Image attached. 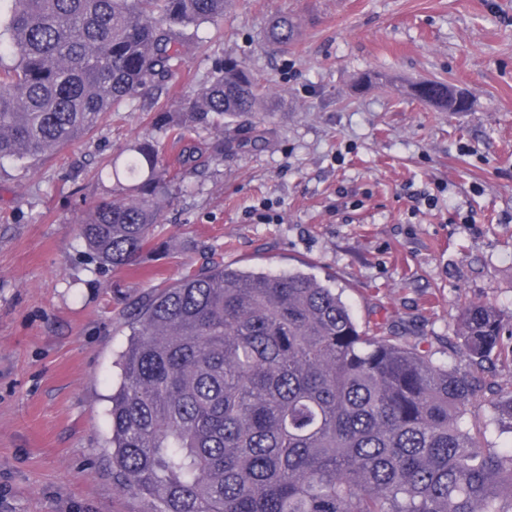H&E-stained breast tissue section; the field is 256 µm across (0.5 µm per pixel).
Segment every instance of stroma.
<instances>
[{"label":"stroma","mask_w":512,"mask_h":512,"mask_svg":"<svg viewBox=\"0 0 512 512\" xmlns=\"http://www.w3.org/2000/svg\"><path fill=\"white\" fill-rule=\"evenodd\" d=\"M280 14L296 23L285 50L266 38ZM186 54L96 132L31 167L0 163V512H142L106 453L115 362L135 300L211 255L314 276L360 326L437 362L458 361L464 305L512 318V0H234ZM227 54L269 86L268 123L166 144L180 174L149 251L119 270L88 262L77 229L112 192L101 169ZM427 78L471 111L412 99ZM221 134L241 147L197 166Z\"/></svg>","instance_id":"obj_1"}]
</instances>
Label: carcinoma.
<instances>
[{
	"instance_id": "1",
	"label": "carcinoma",
	"mask_w": 512,
	"mask_h": 512,
	"mask_svg": "<svg viewBox=\"0 0 512 512\" xmlns=\"http://www.w3.org/2000/svg\"><path fill=\"white\" fill-rule=\"evenodd\" d=\"M0 21V162L36 161L186 64L187 30L231 0H8ZM292 18L269 39L288 47ZM413 95L455 109L441 80ZM242 57L226 55L185 97L163 138L272 111ZM161 138V139H163ZM144 134L113 161L128 182L78 225L93 261L144 252L175 177ZM109 396L112 479L144 512H512V445L483 448L477 372L507 331L489 303L461 308L456 355L362 329L335 289L213 259L141 300ZM512 433V390L493 403Z\"/></svg>"
}]
</instances>
